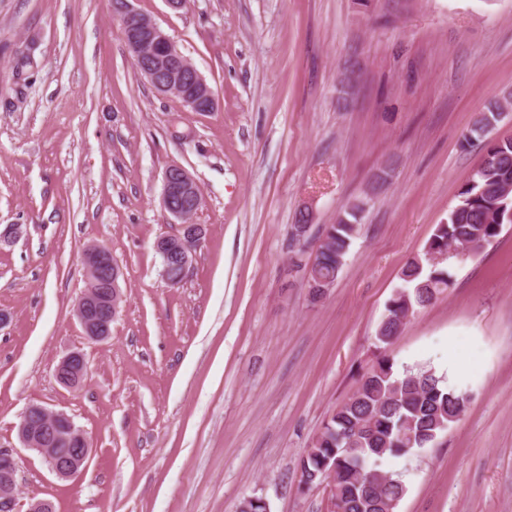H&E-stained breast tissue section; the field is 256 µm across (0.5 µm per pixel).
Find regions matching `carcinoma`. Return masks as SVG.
<instances>
[{
    "label": "carcinoma",
    "mask_w": 512,
    "mask_h": 512,
    "mask_svg": "<svg viewBox=\"0 0 512 512\" xmlns=\"http://www.w3.org/2000/svg\"><path fill=\"white\" fill-rule=\"evenodd\" d=\"M511 100V94H504L469 129V139L484 143L487 160L462 185L448 220L437 226L423 253L403 269V284L387 302L376 333L377 348L393 343L408 310L432 305L452 287L444 262H432L430 254L453 245L458 255H475L499 235L502 225L512 222L507 218L512 209V139H487ZM363 209V202H354L328 225V242L318 246L308 282L312 302L321 301V288L338 278ZM465 404L466 398L433 370L411 367L397 373L383 356L324 424L312 451L302 459L300 484L308 488L321 482L327 467L342 512H394L405 485L398 477H381L382 460L434 442L460 420Z\"/></svg>",
    "instance_id": "obj_1"
}]
</instances>
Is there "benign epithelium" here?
I'll return each mask as SVG.
<instances>
[{
    "label": "benign epithelium",
    "instance_id": "benign-epithelium-1",
    "mask_svg": "<svg viewBox=\"0 0 512 512\" xmlns=\"http://www.w3.org/2000/svg\"><path fill=\"white\" fill-rule=\"evenodd\" d=\"M116 2L122 22L120 34L132 54L138 73L157 92L180 98L191 111H214L216 100L213 92L174 41L150 17L138 12L132 0ZM161 204L184 230L175 240L163 236L156 242V249L162 258V277L169 279L172 268L176 266L181 269V277L184 278L206 235L204 225L195 221L204 204V195L198 182L186 169L172 165L163 176ZM83 262L89 273L100 277L107 285L108 291L102 293L96 288L85 290L76 302L75 315L86 336L103 341L111 335V324L119 311L121 269L112 252L100 245L86 247ZM86 370L83 353L73 351L59 362L56 380L64 387H75L84 378ZM32 414L41 418L42 428L34 429L29 425L28 417ZM65 418L67 415L62 412L32 404L27 407L18 430L24 446L36 450L48 463L50 470L60 478L75 475L85 465L91 451L87 435L75 427L72 428L74 448L70 449L69 454L57 455L55 449L47 445L43 432H55V422ZM16 473L13 452L0 448V512H53L50 501L35 496L28 499L25 510H20Z\"/></svg>",
    "mask_w": 512,
    "mask_h": 512
}]
</instances>
